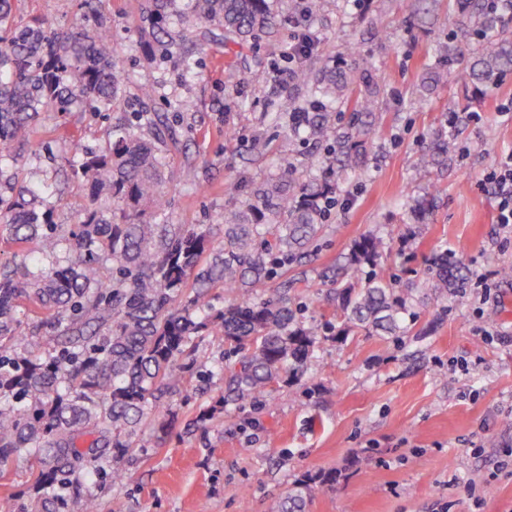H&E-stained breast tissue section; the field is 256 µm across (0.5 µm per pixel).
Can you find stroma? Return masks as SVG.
<instances>
[{
	"instance_id": "obj_1",
	"label": "stroma",
	"mask_w": 512,
	"mask_h": 512,
	"mask_svg": "<svg viewBox=\"0 0 512 512\" xmlns=\"http://www.w3.org/2000/svg\"><path fill=\"white\" fill-rule=\"evenodd\" d=\"M143 0H104L112 42L125 77V97L110 112L42 113L32 137L36 158L22 166V183L51 184L52 221L72 225L80 179L58 173L71 138L99 151L114 123L135 112L160 113L172 132L167 142V216L172 224H211L234 198L224 185L253 187L285 154L324 155L326 145L266 118L272 99L307 105L304 91L268 81L288 64L296 0H276L277 27L247 45L184 36L194 61L185 74L178 54L161 56L141 38ZM79 0H18L16 17H46L70 25ZM448 0H326L310 24L319 37L315 58L330 63L358 47L356 67L373 64L386 81L381 133L368 173L340 172L343 202L329 219L311 262L303 267L307 300L322 289L320 273L348 253L354 240L375 232L406 260L384 261L385 275L414 291L416 319L402 336L352 330L324 341L308 373L281 386L262 407L219 401L224 383L195 377L225 351L221 339L199 347L194 379L185 385L168 434L145 431L127 457L124 484L95 476L86 488L102 512H267L302 480L314 479L307 512H512V233L497 222V203L483 178L512 150V120L499 109L512 101V76L485 96L439 88L419 103L413 89L447 44L454 27ZM161 91L142 103V84ZM196 108L185 112L181 99ZM468 100L472 120L456 134L447 168L421 171L416 159L432 131L448 120L449 99ZM482 143L472 152V143ZM433 192V206L412 219L409 197ZM452 251L467 268L466 288L444 306L425 301L428 260ZM332 472L333 485L317 476ZM475 488H468V479ZM37 495L24 462L0 468V512H23Z\"/></svg>"
}]
</instances>
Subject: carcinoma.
I'll return each instance as SVG.
<instances>
[{"instance_id": "1", "label": "carcinoma", "mask_w": 512, "mask_h": 512, "mask_svg": "<svg viewBox=\"0 0 512 512\" xmlns=\"http://www.w3.org/2000/svg\"><path fill=\"white\" fill-rule=\"evenodd\" d=\"M75 26L48 18L15 20V0H0V158L17 164L42 112L109 111L124 98V78L100 0H82ZM456 16L455 42L441 51L420 81V91L456 85L480 95L512 74V15L492 0H448ZM142 32L180 27L178 36L210 25L238 44L276 25L272 0H145ZM293 83L318 112L276 109L272 121L297 135L333 141L323 157L298 168L282 157L278 171L244 201L224 209L216 223L220 244L197 224H162L161 187L167 168L162 145L168 127L155 114L142 124L112 127L107 150L89 152L71 142L67 159L88 193L68 230L43 207L47 187L15 195L0 190V225L22 259L0 264V466L28 456L42 468L32 512H58L73 499L77 512H99L84 480L107 466L121 484V466L147 421L163 432L199 343L217 330L235 353L213 364L224 379L221 400L260 405L280 383L300 380L315 349L329 339V323L305 317L292 293L299 281L259 295L255 287L310 258L339 189L336 173L361 171L377 136L386 84L379 70L333 65L302 67ZM448 130L434 132L419 166L448 160ZM70 265H57L61 245ZM384 240L367 234L339 265L324 269L319 300L338 306L344 327L398 336L411 311L413 289L377 271ZM428 300L468 280L462 263L443 253L431 259ZM224 290V309L210 314L206 289ZM50 310L45 330L21 331V315ZM310 484L303 480L269 512H306Z\"/></svg>"}]
</instances>
